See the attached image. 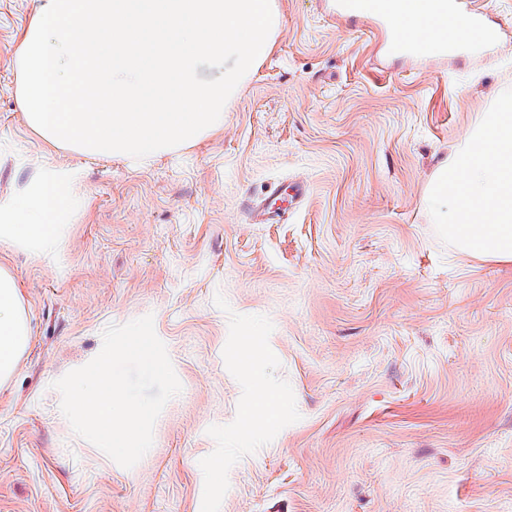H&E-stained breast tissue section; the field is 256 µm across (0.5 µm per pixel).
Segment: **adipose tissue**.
<instances>
[{"label":"adipose tissue","mask_w":512,"mask_h":512,"mask_svg":"<svg viewBox=\"0 0 512 512\" xmlns=\"http://www.w3.org/2000/svg\"><path fill=\"white\" fill-rule=\"evenodd\" d=\"M76 170L33 163L28 180L0 196V245L48 258L65 244L70 227L89 209ZM31 317L16 276L0 266V388L14 376L31 340Z\"/></svg>","instance_id":"obj_1"}]
</instances>
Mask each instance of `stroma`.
<instances>
[{
  "instance_id": "35a3bbf8",
  "label": "stroma",
  "mask_w": 512,
  "mask_h": 512,
  "mask_svg": "<svg viewBox=\"0 0 512 512\" xmlns=\"http://www.w3.org/2000/svg\"><path fill=\"white\" fill-rule=\"evenodd\" d=\"M330 2L280 0L223 134L134 166L28 129L31 0H0V196L45 161L91 201L55 257L0 251L32 325L0 390V512H512V264L452 257L423 200L512 88V0H476L499 39L465 58L389 54ZM295 181L278 222L251 220ZM147 314L182 391L126 469L52 384ZM260 384L284 400L272 426L241 416Z\"/></svg>"
}]
</instances>
